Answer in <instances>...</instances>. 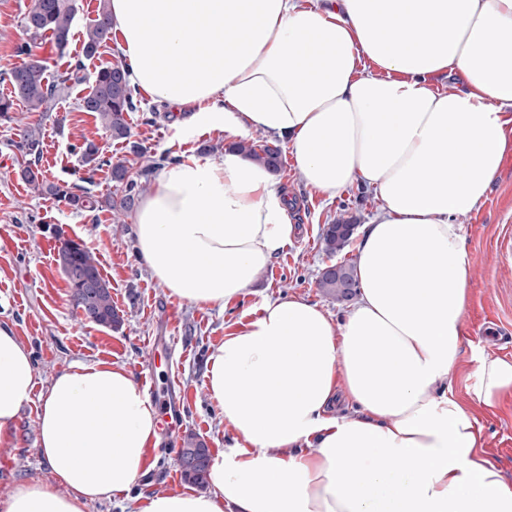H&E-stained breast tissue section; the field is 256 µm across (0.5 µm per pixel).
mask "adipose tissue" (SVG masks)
<instances>
[{
	"label": "adipose tissue",
	"mask_w": 512,
	"mask_h": 512,
	"mask_svg": "<svg viewBox=\"0 0 512 512\" xmlns=\"http://www.w3.org/2000/svg\"><path fill=\"white\" fill-rule=\"evenodd\" d=\"M129 79L230 139L287 141L308 188L373 189L359 298L342 322L297 297L265 301L225 336L205 384L234 450L209 489L138 512H512L480 457L477 420L446 383L463 346L471 264L457 220L486 201L512 125V0H110ZM455 76L439 91L433 77ZM293 200L236 150L164 167L134 215L136 247L171 293L221 306L245 294L292 233ZM35 368L0 324V455ZM512 387L478 358L474 393ZM49 477L0 512H85L147 473L158 412L124 367L75 363L38 408Z\"/></svg>",
	"instance_id": "adipose-tissue-1"
}]
</instances>
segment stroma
<instances>
[{"mask_svg":"<svg viewBox=\"0 0 512 512\" xmlns=\"http://www.w3.org/2000/svg\"><path fill=\"white\" fill-rule=\"evenodd\" d=\"M32 0H0V95L9 94L7 77L22 62L15 46L30 41L34 55L50 74L66 71L82 52L87 26L99 0H75L76 14L69 43L58 49L49 38L29 40L23 17ZM116 48L106 47L87 60L83 80L65 90L56 109L27 111L16 103L7 121L0 120V323L11 324L29 349L36 369L34 396L17 421L19 446L13 457L0 456V498L17 483L45 478L37 454L39 395L54 377L75 362H107L123 366L135 377L152 374L159 397L179 403L181 435L160 432L147 451L148 474L117 500L90 504L87 512H135L139 500L189 490L176 450L186 434H194L213 452L230 449L234 433L225 425L204 383V367L213 347L226 334L260 313L267 299L296 296L318 305L333 319L348 311L347 301L324 294L317 281L327 266L356 264L363 226L381 207L370 190L352 187L334 200L309 190L290 152L275 180L295 200V230L288 243L257 276L252 288L223 309L198 306L171 295L138 256L133 215L106 209L77 212L52 196L35 192L18 174L14 146L23 128L40 124L44 133L40 166L49 180L84 185L97 199L121 193L109 169L90 170L74 144L91 139L113 160L137 163L125 143L113 141L100 120L80 111L79 97L92 84L99 67L118 62ZM131 140L147 157L177 160L200 157L208 144L225 149L223 134L174 123L167 108L138 96V110L128 118ZM343 219L354 224L349 244L330 255L323 248L325 225ZM471 261L470 304L462 333V354L449 375L455 398L478 421V453L495 466L501 481L512 486V389L497 394L492 404L477 400L476 357L512 362V148L507 149L499 176L484 204L461 217ZM80 241L95 255L102 276L112 287V303L120 329L84 319L70 303V289L57 263L55 230Z\"/></svg>","mask_w":512,"mask_h":512,"instance_id":"stroma-1","label":"stroma"}]
</instances>
